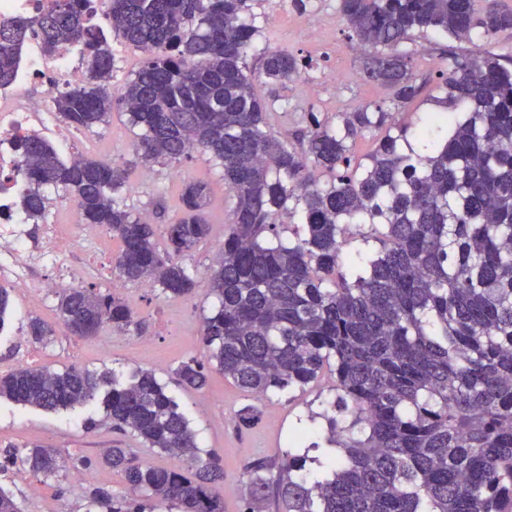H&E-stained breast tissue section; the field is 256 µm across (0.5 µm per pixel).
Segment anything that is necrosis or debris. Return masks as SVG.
Segmentation results:
<instances>
[{"label": "necrosis or debris", "instance_id": "obj_1", "mask_svg": "<svg viewBox=\"0 0 512 512\" xmlns=\"http://www.w3.org/2000/svg\"><path fill=\"white\" fill-rule=\"evenodd\" d=\"M79 59V52L70 46L46 56L39 38H31L13 82L0 86V181L9 184L7 191H0V277L36 297L47 295L55 286L54 281L39 276V268H66L73 249L92 245L93 230L88 225L75 231L66 224H47L38 241L30 240L25 220L15 207L19 160L10 143L31 133L63 138L58 113L47 106L43 96L28 95L27 89L39 85L51 92L72 83Z\"/></svg>", "mask_w": 512, "mask_h": 512}]
</instances>
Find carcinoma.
<instances>
[{"instance_id":"obj_1","label":"carcinoma","mask_w":512,"mask_h":512,"mask_svg":"<svg viewBox=\"0 0 512 512\" xmlns=\"http://www.w3.org/2000/svg\"><path fill=\"white\" fill-rule=\"evenodd\" d=\"M93 13V0H55L33 19L1 23L0 85L12 82L30 36L49 55L79 44L85 78L53 98L68 126L107 123L116 100L142 161L179 163L197 152L221 168L232 206L207 282L218 306L203 323L204 360L179 365L177 384L203 389L209 364L261 401L334 370L327 408L308 415L325 422L323 441L295 431L277 459L248 463L247 512L269 502L275 512H512V57L488 48L512 28V11L498 0H340L351 40L371 53L366 78L401 106L423 85L400 44L428 31L447 40L440 110L386 133L365 163L350 148L388 125L380 104L344 112L334 126L311 116L297 147L267 131L277 96L254 91L247 58L261 30L251 0H108L113 38L144 55L116 92V55L90 24ZM260 62L273 90L299 74L279 48L263 47ZM412 140L421 151H405ZM15 149L27 220L45 216L43 187L60 188L84 223L121 241L116 266L125 278L149 280L169 299L193 293L195 280L171 254L210 235L209 182L184 183L182 214L166 229L171 251L162 252L154 225L124 203L123 165L63 160L38 134ZM354 242L380 249L343 258ZM57 311L76 335L86 322H134L127 303L91 288L61 289ZM28 331L38 343L54 333L39 319ZM104 386L112 427L177 464L142 462L130 448L64 460L35 444L0 456L59 482L70 471L120 472L123 495L86 488L98 512H224L211 491L224 479L221 459L201 456L187 417L151 371L120 380L76 366L20 367L0 377V399L57 411ZM260 420L252 404L236 417L239 427Z\"/></svg>"}]
</instances>
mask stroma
I'll return each instance as SVG.
<instances>
[{
  "mask_svg": "<svg viewBox=\"0 0 512 512\" xmlns=\"http://www.w3.org/2000/svg\"><path fill=\"white\" fill-rule=\"evenodd\" d=\"M253 11L262 30V40L287 49L296 56L301 73L278 89L287 104L284 116L271 119L270 128L279 137L297 144L310 124L311 115L337 121L339 115L376 102H389L382 85L366 79L364 53L351 41L340 17L339 0H306L296 10L291 0H255ZM81 155L110 159L128 170L126 202L148 215L157 231V246L166 249V226L179 216V193L184 181L204 178L217 190L209 211L211 233L189 252L177 255L196 280H204L217 266L224 242L225 214L230 201L219 171L205 155L196 153L180 164H145L134 151V132L128 117L113 110L106 125L91 131L72 130ZM95 254L74 252L71 269L61 282L65 288H93L121 298L135 310V326L119 329L104 325L91 338H80L58 330L53 340L40 344L27 334L35 317L56 319V294L41 300L11 291V308L0 328V376L23 366L62 370L71 366L119 376L140 367L155 373L177 398L197 434L202 451L219 456L224 479L212 492L224 502V512H244L249 488L244 476L248 461L273 459L288 432L309 427V412H318L328 398L330 372L318 383L292 399L272 398L259 402L261 421L248 429L237 428L234 416L243 405L254 402L223 374L211 371L208 385L199 391L186 390L175 381L174 370L184 361L202 358L200 330L205 317L217 306L215 296L198 289L178 300H168L159 288H144L122 277L114 267L120 242L105 227L97 229ZM101 398L67 410L45 411L0 400V448H25L40 444L62 456L83 454L94 457L122 444L133 449L146 463L167 467L170 459L129 434L103 424ZM0 488L13 493L21 512H86L83 486L58 484L33 474H20L11 467L0 471Z\"/></svg>",
  "mask_w": 512,
  "mask_h": 512,
  "instance_id": "stroma-1",
  "label": "stroma"
}]
</instances>
